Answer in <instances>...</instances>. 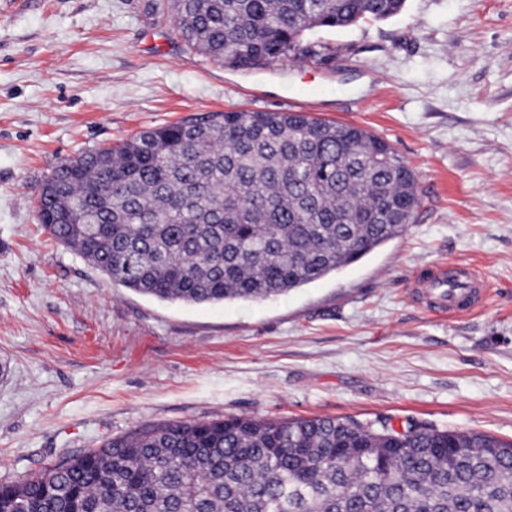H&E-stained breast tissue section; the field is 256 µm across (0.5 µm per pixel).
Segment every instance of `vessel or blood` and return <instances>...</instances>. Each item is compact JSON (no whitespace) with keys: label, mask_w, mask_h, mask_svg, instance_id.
<instances>
[{"label":"vessel or blood","mask_w":512,"mask_h":512,"mask_svg":"<svg viewBox=\"0 0 512 512\" xmlns=\"http://www.w3.org/2000/svg\"><path fill=\"white\" fill-rule=\"evenodd\" d=\"M413 294L430 312L461 316L482 307L488 284L477 278L467 263H441L420 273Z\"/></svg>","instance_id":"vessel-or-blood-1"}]
</instances>
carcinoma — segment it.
<instances>
[{
  "label": "carcinoma",
  "instance_id": "obj_1",
  "mask_svg": "<svg viewBox=\"0 0 512 512\" xmlns=\"http://www.w3.org/2000/svg\"><path fill=\"white\" fill-rule=\"evenodd\" d=\"M406 0H158L187 46L236 70L305 57L303 35ZM412 169L352 124L229 110L61 162L38 220L111 282L184 305L286 297L404 233ZM0 512H512V441L350 418L179 422L103 441Z\"/></svg>",
  "mask_w": 512,
  "mask_h": 512
}]
</instances>
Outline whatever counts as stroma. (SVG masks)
<instances>
[{"instance_id":"obj_1","label":"stroma","mask_w":512,"mask_h":512,"mask_svg":"<svg viewBox=\"0 0 512 512\" xmlns=\"http://www.w3.org/2000/svg\"><path fill=\"white\" fill-rule=\"evenodd\" d=\"M151 0L0 15V483L149 425L255 416L406 421L512 440V0H406L315 29L313 55L206 61ZM299 112L387 141L415 172L402 236L287 297L183 305L112 284L37 219L61 161L211 112ZM470 263L477 312L410 299Z\"/></svg>"}]
</instances>
